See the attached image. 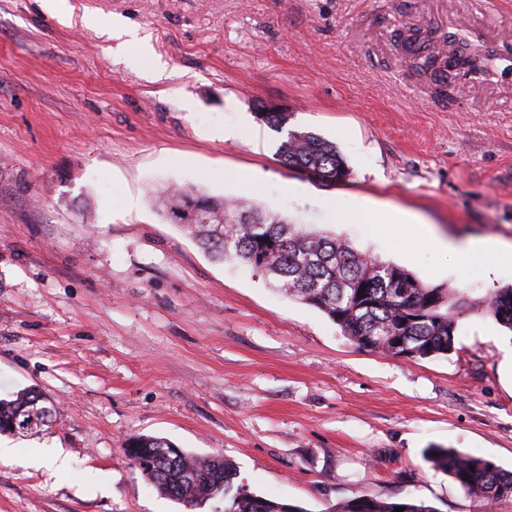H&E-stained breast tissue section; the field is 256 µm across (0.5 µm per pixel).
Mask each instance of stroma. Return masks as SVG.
<instances>
[{"label":"stroma","mask_w":512,"mask_h":512,"mask_svg":"<svg viewBox=\"0 0 512 512\" xmlns=\"http://www.w3.org/2000/svg\"><path fill=\"white\" fill-rule=\"evenodd\" d=\"M411 27L472 36L495 76L439 101L395 45ZM264 105L335 143L347 180L281 164ZM168 183L248 197L466 291L454 350L357 348L261 271L214 262L153 208ZM373 206L446 240L512 243V0H0V398L29 387L59 407L42 434H0V512H180L123 451L143 435L222 455L305 512L359 495L512 512L424 458L440 446L512 470V332L479 306L512 262L407 247L415 224L377 235Z\"/></svg>","instance_id":"stroma-1"}]
</instances>
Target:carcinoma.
Listing matches in <instances>:
<instances>
[{
    "mask_svg": "<svg viewBox=\"0 0 512 512\" xmlns=\"http://www.w3.org/2000/svg\"><path fill=\"white\" fill-rule=\"evenodd\" d=\"M405 51L421 74L457 75L483 70L484 57L458 47L445 51L430 33L410 28ZM261 120L283 129L288 113L262 106ZM279 161L299 170L308 180L332 186L346 179L349 168L336 145L312 132L289 130L278 148ZM156 207L183 227L218 261L237 260L262 271L274 286L324 313L353 344L361 348L373 339L371 350L398 356L405 342L420 357L446 356L454 350L459 319L469 305L464 292L422 285L405 269L354 252L320 231H307L287 218L263 213L246 201L207 196L192 187L168 188L155 197ZM488 315L512 331V284L493 290L484 301ZM57 406L33 389L15 398L0 399V434L33 436L49 426ZM174 444L140 436L126 444L125 454L163 496L184 512H198L216 499L223 512H305L298 505L256 495L234 485L236 469L224 457H199L172 451ZM426 460L434 470L455 482L463 492L486 503L512 497V471L454 448L431 447ZM439 512L423 501H387L360 495L336 504L334 512Z\"/></svg>",
    "mask_w": 512,
    "mask_h": 512,
    "instance_id": "1",
    "label": "carcinoma"
}]
</instances>
